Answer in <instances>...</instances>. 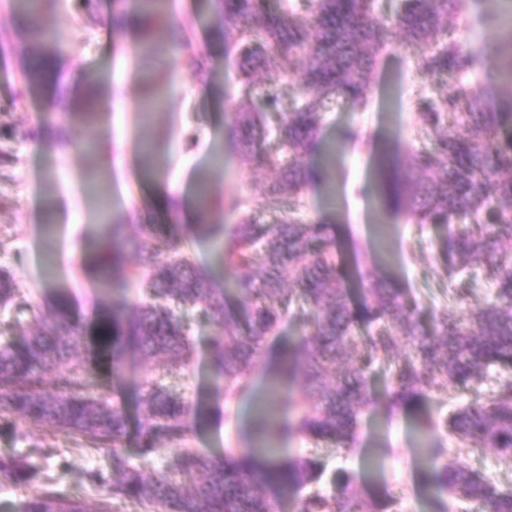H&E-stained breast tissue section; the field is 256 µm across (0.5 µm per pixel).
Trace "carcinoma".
I'll list each match as a JSON object with an SVG mask.
<instances>
[{"mask_svg": "<svg viewBox=\"0 0 512 512\" xmlns=\"http://www.w3.org/2000/svg\"><path fill=\"white\" fill-rule=\"evenodd\" d=\"M22 21L16 36L30 49L22 80L28 89L54 87L59 82L56 59L59 38L48 13L47 0H12ZM377 0H301L287 10H273L267 0H215L218 25L233 35L228 43L240 86L233 129L251 164L272 170L276 180L257 207L240 197L204 198L238 212L236 224H188L187 234L157 235L152 224L138 227V238L126 235L128 225L112 218V245L88 261L95 278L138 285V295H120L97 332L100 360L120 374L128 358L163 355L175 366L192 358L189 329L177 314L182 307H201L214 333L209 338V363L224 383V397L247 389V378L265 342L276 335L286 316L303 322L309 333L298 337L283 358V371L302 377L298 397L288 398V413L277 423L286 438L299 435L329 442L338 450L353 446L362 413L374 402L368 388L377 362L388 366L387 399L391 409H405L425 397H448L451 386L469 387L491 365L512 366V141H502L512 127V101L482 104L480 94L497 80L512 76V39L496 45L467 48L454 31L458 23L486 24L492 17L469 12V0H401L393 25L403 41L420 49L416 69L426 81L445 80L436 96L421 95L415 105L428 146L417 151L412 166L392 176L385 186L387 205L406 214L414 224H445L446 257L463 268L484 259L495 302L480 305L460 281L452 299L469 305L460 315L446 307L436 315L433 333L423 331L399 288L372 280L362 300L351 301L346 266L337 259L329 226L297 218L302 192L322 182L326 172L306 163L315 147L326 100L352 107L366 104L379 51L388 28L375 17ZM138 14L137 29L157 54L166 42L155 38L166 0H119L112 25L126 27L128 10ZM303 56L299 79L303 102L285 113L271 86L256 73L278 74L286 58ZM494 56L498 68L488 70L481 87L464 81ZM65 98L66 121L53 141H71L79 127L91 125L101 94L86 77L74 97ZM274 135L276 147L265 146ZM221 241L219 262L227 268H254L256 274L235 281L233 292L246 313V328L224 307V292L211 276L183 255L185 243L197 238ZM140 252L141 263L125 266L127 248ZM295 287H285V279ZM15 288L11 273L0 268V311L29 308ZM37 328L22 324L16 335L0 340V422L27 439L19 424L41 422L61 432L81 436L111 453L112 473L95 471L91 481L105 487L112 507L121 512L136 504L145 512H275L267 495L274 482L293 491L308 489L298 499L297 512H398L399 498L390 495L374 504L360 500L350 484L332 495L320 487L321 464L308 457L280 459L281 449L229 448L213 458L189 448L197 408L172 393L161 381L146 377L139 406L141 455L148 457L164 441L178 440L168 471L149 474L130 463L121 448L128 425L126 411L92 381L90 360H70L84 345V329L71 314L67 295L56 294L53 313L35 316ZM365 328L357 335L356 328ZM411 351L402 353L404 344ZM70 362L51 390L45 373ZM444 427L473 448H490L512 457V379L500 382L491 398L476 400L444 421ZM46 454L36 445L24 455L0 459V481H30L43 475L37 458ZM434 484L442 495L437 512H448L447 498L474 503L475 512H512V489H502L490 477L469 466H433ZM21 512H89L77 501L53 493L27 499Z\"/></svg>", "mask_w": 512, "mask_h": 512, "instance_id": "cac0c4a2", "label": "carcinoma"}]
</instances>
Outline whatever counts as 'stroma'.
I'll list each match as a JSON object with an SVG mask.
<instances>
[{
	"instance_id": "stroma-1",
	"label": "stroma",
	"mask_w": 512,
	"mask_h": 512,
	"mask_svg": "<svg viewBox=\"0 0 512 512\" xmlns=\"http://www.w3.org/2000/svg\"><path fill=\"white\" fill-rule=\"evenodd\" d=\"M84 8L81 0H53V12L63 41L59 65L68 85L84 75L102 81V106L97 125L103 135L100 154L89 155L72 146L45 147L40 133H53L61 121L57 101L50 93H28L17 105L9 100L22 87L21 71L29 57L27 44L17 40L18 20L11 0H0V128L10 130L12 139H0V237L9 244L0 251V267L8 269L18 288L45 309L54 292L65 293L72 313L84 327L87 342H94L96 327L121 285L101 286L85 273L82 263L69 260L67 248L79 242L84 255L91 256L105 244V226L86 193V178L99 170V195L107 197L113 214L135 224L204 222L237 223L238 215L218 209H202L199 184L207 182L212 197L237 194L260 198L271 173L242 159V152L229 134L235 73L225 58V31L214 19L211 0H171L175 21L185 35L180 40L177 61L148 52L133 53L135 33L112 27V0H93ZM477 10L496 15L498 26L460 27L456 36L463 45L492 44L511 32L505 20L512 13V0H478ZM201 56L207 69L206 81H198L185 57ZM414 50L405 48L398 29H391L386 49L380 55L369 104L350 109L343 101L327 104L319 134L320 148L308 161L325 167L329 179L307 187L299 217L302 221L328 224L345 253L355 257L365 279L392 277L412 306L417 321L432 329L436 310L450 305L447 261L441 244L448 230L440 225L418 227L389 211L383 201L385 176L378 167L381 151H388L401 166H408L425 135L417 119L415 100L433 93L435 83H425L414 67ZM162 78L165 103L155 110L150 122L141 124L136 111L143 82ZM123 100V111H115V100ZM350 126L359 137L341 141L338 132ZM128 167L132 206L121 202V190L111 178L117 159ZM182 188L185 208L176 218L157 209L156 201L172 184ZM193 342L188 371L168 370L163 358L127 367L123 376H112L99 366L96 382L124 405L131 416H139L138 398L142 378L164 375L176 393L199 408L194 429L188 433L190 447L209 456L223 455L228 448H254V429L259 420L256 405L267 382L275 374L289 341L302 335L297 321L283 319L279 339L268 343L251 370L252 392L222 401L213 392L216 379L209 369L208 345L212 323L201 308L180 313ZM387 367H373L371 390L374 404L361 416L354 449L344 453L326 443H313L294 435L279 439L275 426L265 428L268 440L290 455H306L355 476L354 489L370 502L402 490L404 512H436L438 493L430 481L432 464L413 439L427 429L431 419L449 414L454 407L486 398L496 379L511 377L512 367L490 368L483 383L474 388L450 390L447 400L425 399L409 411L389 413L384 394ZM221 407L225 419L211 416ZM28 439L16 438L0 428V459L24 454L30 444L46 448L42 464L54 479L57 491L94 508L105 498L88 474L110 472L106 451L88 447L83 438L59 433L41 425H29ZM449 460L480 470L503 487H512V458L493 450L458 451L448 439Z\"/></svg>"
}]
</instances>
